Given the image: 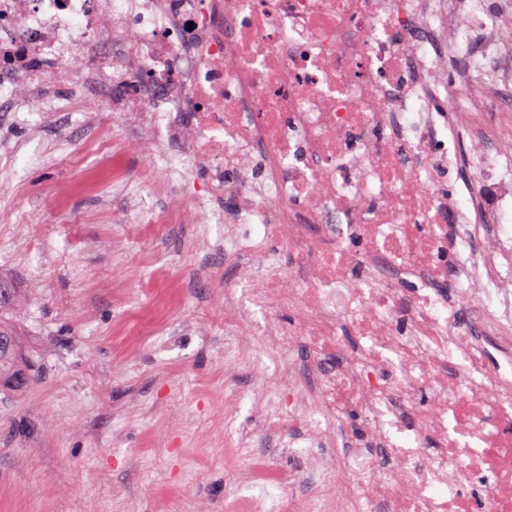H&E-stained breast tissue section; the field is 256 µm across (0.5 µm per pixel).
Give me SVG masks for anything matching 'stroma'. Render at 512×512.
I'll use <instances>...</instances> for the list:
<instances>
[{
    "mask_svg": "<svg viewBox=\"0 0 512 512\" xmlns=\"http://www.w3.org/2000/svg\"><path fill=\"white\" fill-rule=\"evenodd\" d=\"M122 173L145 211L181 191L157 189L135 148ZM111 184L89 153L0 169V272L22 295L7 318L32 377L25 392L0 389V512H236L255 458L284 473L302 465L272 436L248 453L233 446L254 411L245 401L225 413L224 392L252 388L258 355L224 368L238 343L224 333V284L238 270L205 266L197 225L140 237ZM160 266L174 279L143 292Z\"/></svg>",
    "mask_w": 512,
    "mask_h": 512,
    "instance_id": "35a3bbf8",
    "label": "stroma"
}]
</instances>
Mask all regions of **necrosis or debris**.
Returning a JSON list of instances; mask_svg holds the SVG:
<instances>
[{
	"label": "necrosis or debris",
	"instance_id": "necrosis-or-debris-1",
	"mask_svg": "<svg viewBox=\"0 0 512 512\" xmlns=\"http://www.w3.org/2000/svg\"><path fill=\"white\" fill-rule=\"evenodd\" d=\"M48 80L97 112L50 113L55 135L8 158L72 157L73 121L108 113L194 189L155 224L223 225L224 325L264 312L288 361L257 430L321 449L303 512H512V236L483 233L512 215V0H0V90ZM488 107L451 197L448 123Z\"/></svg>",
	"mask_w": 512,
	"mask_h": 512
}]
</instances>
